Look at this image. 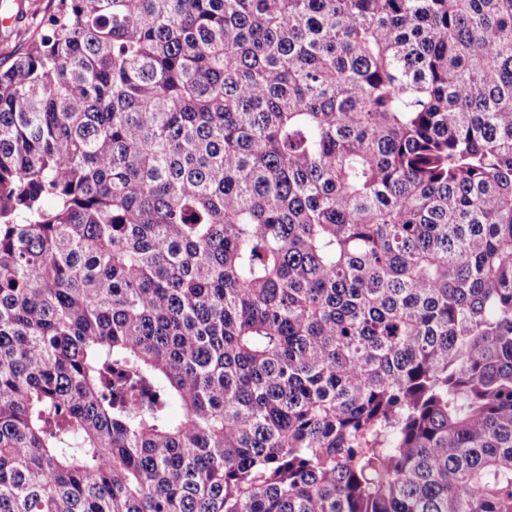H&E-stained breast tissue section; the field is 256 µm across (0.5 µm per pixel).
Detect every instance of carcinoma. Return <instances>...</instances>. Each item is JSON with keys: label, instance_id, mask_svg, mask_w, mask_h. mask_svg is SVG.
Masks as SVG:
<instances>
[{"label": "carcinoma", "instance_id": "1", "mask_svg": "<svg viewBox=\"0 0 512 512\" xmlns=\"http://www.w3.org/2000/svg\"><path fill=\"white\" fill-rule=\"evenodd\" d=\"M0 512H512V0H52Z\"/></svg>", "mask_w": 512, "mask_h": 512}]
</instances>
